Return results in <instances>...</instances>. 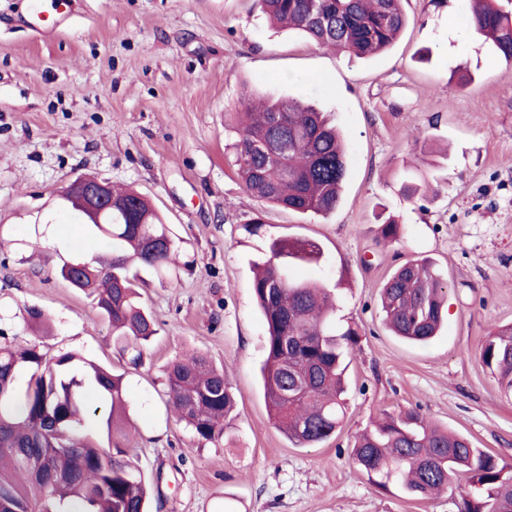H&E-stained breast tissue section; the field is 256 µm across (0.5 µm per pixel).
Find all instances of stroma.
<instances>
[{"instance_id":"1","label":"stroma","mask_w":512,"mask_h":512,"mask_svg":"<svg viewBox=\"0 0 512 512\" xmlns=\"http://www.w3.org/2000/svg\"><path fill=\"white\" fill-rule=\"evenodd\" d=\"M72 4L41 34L33 0H0V332L124 375L137 429L129 454L152 512H457V491L414 500L380 488L349 452L381 411L415 409L512 462V398L479 358L492 329L512 324V65L473 33L467 0H405L406 30L370 60L270 27L253 0ZM247 89L299 94L330 113L348 145L330 217L260 206L238 180L230 145ZM417 137L447 157L423 161ZM406 166L431 181L427 196L402 194ZM81 175L145 194L180 241L177 287L142 274L159 332L136 368L59 275L64 262L106 253L59 197ZM390 215L401 237L384 247L376 227ZM256 217L262 229L248 234ZM279 235L322 245L323 265L293 273L340 285L336 323L359 332L346 417L315 448L274 428L258 381L266 329L253 267ZM422 258L448 280L447 319L424 347L391 335L379 306L393 268ZM32 309L49 334L29 325ZM192 349L223 367L237 395L217 443L166 411L164 368Z\"/></svg>"}]
</instances>
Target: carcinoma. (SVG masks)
I'll return each mask as SVG.
<instances>
[{
	"instance_id": "carcinoma-1",
	"label": "carcinoma",
	"mask_w": 512,
	"mask_h": 512,
	"mask_svg": "<svg viewBox=\"0 0 512 512\" xmlns=\"http://www.w3.org/2000/svg\"><path fill=\"white\" fill-rule=\"evenodd\" d=\"M403 0H256L269 20L305 34L319 46L359 58L388 49L408 25ZM471 25L491 40L497 56L512 64V10L498 0H468ZM336 21L332 34L311 18ZM234 113V166L260 203L324 219L342 200L346 149L325 112L300 99L260 98L243 92ZM422 174H405L403 192L418 195ZM137 223H129L130 217ZM92 230L112 248V260L66 263L60 276L93 298L112 327L113 340L140 363L158 334L141 301L139 269L167 286L168 265L179 244L161 215L141 194L112 190V223ZM380 239L399 240L388 217ZM313 239L272 238L256 264L252 289L266 325L261 383L271 424L297 448H316L340 427L345 414L349 347L358 332L336 328L333 290L317 280L293 277L294 263H319ZM448 281L428 259L407 261L381 288V310L390 331L412 343L434 338L444 321ZM500 392L512 395V324L497 326L479 353ZM165 402L193 436L223 438L235 394L204 353L171 360L164 369ZM110 406L101 421L89 416L90 396ZM123 376L67 352L49 357L35 344L0 333V512H147L145 480L127 460L132 436ZM352 462L376 484L394 481L425 500L455 486L458 512H512V463L477 447L458 432L430 426L415 410L385 413L354 443Z\"/></svg>"
}]
</instances>
